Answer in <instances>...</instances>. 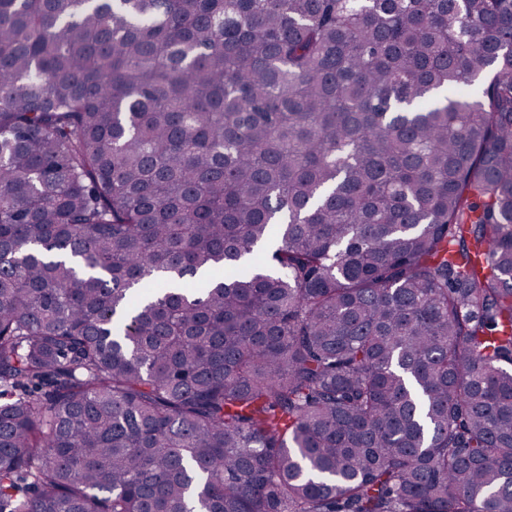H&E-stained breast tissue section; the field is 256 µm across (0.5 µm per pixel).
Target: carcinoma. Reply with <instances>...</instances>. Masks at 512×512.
<instances>
[{"mask_svg":"<svg viewBox=\"0 0 512 512\" xmlns=\"http://www.w3.org/2000/svg\"><path fill=\"white\" fill-rule=\"evenodd\" d=\"M0 512H512V0H0Z\"/></svg>","mask_w":512,"mask_h":512,"instance_id":"carcinoma-1","label":"carcinoma"}]
</instances>
